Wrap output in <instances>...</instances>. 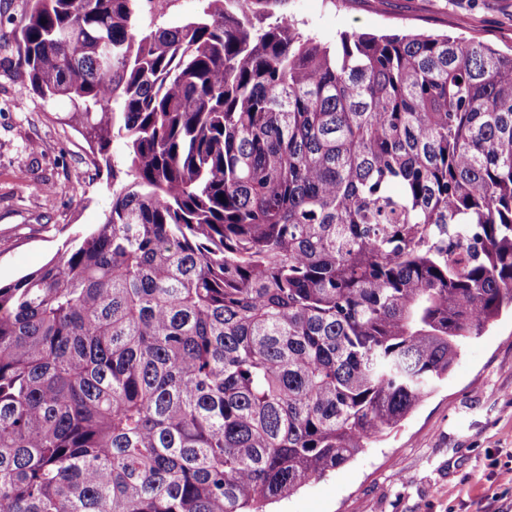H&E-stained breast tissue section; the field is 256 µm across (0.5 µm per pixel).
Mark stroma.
<instances>
[{
  "mask_svg": "<svg viewBox=\"0 0 512 512\" xmlns=\"http://www.w3.org/2000/svg\"><path fill=\"white\" fill-rule=\"evenodd\" d=\"M27 0H0V283L102 223L112 173L57 122L67 100L26 90L15 35ZM300 31L429 32L512 48V0H286ZM274 512H512V316L471 339L458 365L394 430Z\"/></svg>",
  "mask_w": 512,
  "mask_h": 512,
  "instance_id": "stroma-1",
  "label": "stroma"
}]
</instances>
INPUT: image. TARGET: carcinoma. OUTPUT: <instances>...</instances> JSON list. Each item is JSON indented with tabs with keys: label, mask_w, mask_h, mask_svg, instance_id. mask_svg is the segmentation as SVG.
I'll return each mask as SVG.
<instances>
[{
	"label": "carcinoma",
	"mask_w": 512,
	"mask_h": 512,
	"mask_svg": "<svg viewBox=\"0 0 512 512\" xmlns=\"http://www.w3.org/2000/svg\"><path fill=\"white\" fill-rule=\"evenodd\" d=\"M28 2V88L122 184L0 285V512H267L512 312V49Z\"/></svg>",
	"instance_id": "obj_1"
}]
</instances>
